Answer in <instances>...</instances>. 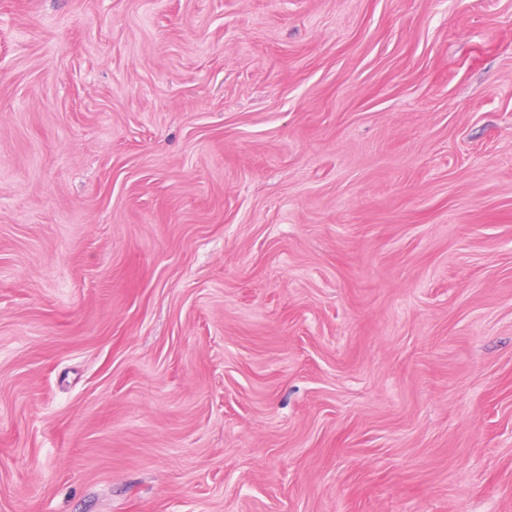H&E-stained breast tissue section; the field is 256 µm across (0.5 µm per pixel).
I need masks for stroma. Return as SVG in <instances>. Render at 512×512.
I'll return each instance as SVG.
<instances>
[{"label": "stroma", "mask_w": 512, "mask_h": 512, "mask_svg": "<svg viewBox=\"0 0 512 512\" xmlns=\"http://www.w3.org/2000/svg\"><path fill=\"white\" fill-rule=\"evenodd\" d=\"M0 512H512V0H0Z\"/></svg>", "instance_id": "stroma-1"}]
</instances>
